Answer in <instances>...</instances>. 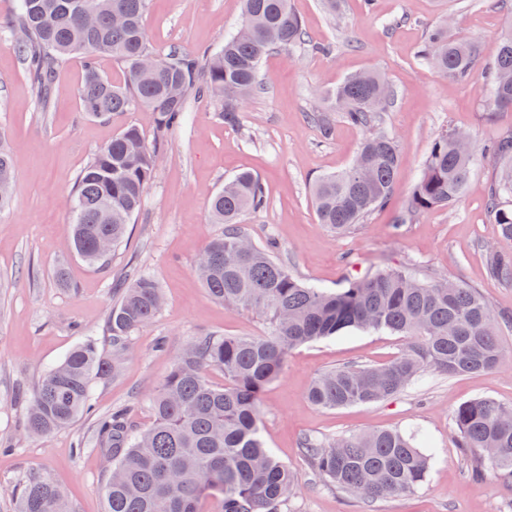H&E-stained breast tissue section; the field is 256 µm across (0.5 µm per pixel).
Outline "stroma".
I'll return each mask as SVG.
<instances>
[{"mask_svg": "<svg viewBox=\"0 0 512 512\" xmlns=\"http://www.w3.org/2000/svg\"><path fill=\"white\" fill-rule=\"evenodd\" d=\"M14 4L0 0V138L15 160L13 205L0 213V512H14L23 482L35 471L66 489L75 512H103L109 463L95 449H75L78 441L91 439L93 418L81 416L34 440L22 431L25 406L15 397L30 395L83 334L110 352V309L137 276L157 279L165 304L136 333L135 357L118 375L94 383L97 412L126 406L137 427H147L150 397L193 337L266 333L262 318L225 308L195 274L201 252L224 230L210 221V200L240 171L257 175L267 197L264 209L242 216L241 227L258 245L275 242L278 258L304 281L336 289L398 267L423 280L445 277L479 289L495 312L512 313V285L491 281L485 266V247L497 238L484 206L486 187L497 174L494 159H478L454 205L401 220L437 134L455 129L484 141L512 130V112L494 114L487 106L485 70L502 31L512 25V7L501 0H374L370 9L364 0H341L336 17L323 0H291L309 36L306 46L291 53L275 50L263 59L259 77L265 92L244 103L237 124L225 123L207 97L190 101L185 124L160 148L141 211L102 266L87 264L67 244L76 176L127 125L154 142L156 116L142 107L108 118L83 112L77 92L85 67L77 56L59 62L49 107L41 109L10 44ZM241 15V0H150L145 26L157 54H193L220 49ZM442 22L449 36L478 45L477 67L466 81L444 77L419 56L429 28ZM325 45L331 53H322ZM363 70L381 72L395 93L382 126L398 141L400 166L389 204L337 236L318 224L310 186L347 167L366 132L330 112L327 136L311 115L327 110L326 93L336 83ZM60 265L69 272L65 288L54 278ZM500 341L504 361L497 370L431 375L391 399L338 410L308 402L313 378L346 365L388 363L404 339L345 333L293 351L283 374L263 391L261 419L267 448L300 474L293 512H512V483L489 471L473 476L451 420L460 404L476 398L512 404V328H503ZM377 429L426 436L435 463L423 486L367 503L327 489L307 469L305 437Z\"/></svg>", "mask_w": 512, "mask_h": 512, "instance_id": "stroma-1", "label": "stroma"}]
</instances>
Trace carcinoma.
I'll list each match as a JSON object with an SVG mask.
<instances>
[{
  "label": "carcinoma",
  "instance_id": "carcinoma-1",
  "mask_svg": "<svg viewBox=\"0 0 512 512\" xmlns=\"http://www.w3.org/2000/svg\"><path fill=\"white\" fill-rule=\"evenodd\" d=\"M148 0H17L13 28L27 34L12 46L25 62L38 104L46 108L61 58L80 55L86 74L78 90L83 111L109 117L140 106L156 114L157 140L179 126L193 97L208 96L224 122L238 120L240 105L261 93V61L274 48L292 50L307 35L289 0H242V23L224 46L200 55L172 52L157 57L153 80L138 74V61L152 51L144 29ZM90 7L93 26L82 11ZM125 64V83L101 74L98 56ZM478 47L454 39L442 25L428 34L422 60L443 76L466 80L477 64ZM488 107L512 110V27L505 30L493 64L486 70ZM375 72L345 78L330 93V111L341 112L367 134L344 170L316 179L311 196L319 223L348 233L375 209L387 205L400 162L395 138L380 129L381 114L393 101ZM457 133L437 135L408 200L405 218L446 207L464 193L476 157L491 156L498 173L487 188L488 213L498 241L486 255L491 280L512 285V131L476 143ZM159 147H149L135 125L101 147L75 179L74 210L68 225L70 247L90 264L103 263L99 243L124 241L153 177ZM14 159L0 142V212L11 204ZM266 206L262 183L242 172L224 183L210 203V216L224 232L202 253L197 265L202 286L232 309L252 311L269 325L264 336L206 333L192 339L175 358L150 398L152 425L136 427L127 408L96 417V437L112 465L104 486L105 512H199L216 498L222 512H289L298 474L266 448L261 435L262 393L284 371L288 355L302 345L348 331L400 336L405 346L393 361L376 366H344L316 377L309 402L323 409L372 405L403 392L429 375L494 371L503 363L500 331L512 316L496 314L476 288L446 278L421 281L402 268H386L337 290L302 282L273 252L256 245L243 250L247 234L237 221ZM162 293L148 275L124 289L108 319L112 352L105 356L89 334L48 370L26 399L24 432L47 437L92 414V386L119 372L132 352L136 332L159 314ZM224 374V385L209 372ZM452 422L458 447L480 453L473 473L491 469L512 481V406L493 398L459 405ZM307 468L321 481L369 502L411 493L427 480L432 455L416 436L373 430L334 439L307 437ZM18 512H75L47 474L23 483Z\"/></svg>",
  "mask_w": 512,
  "mask_h": 512
}]
</instances>
